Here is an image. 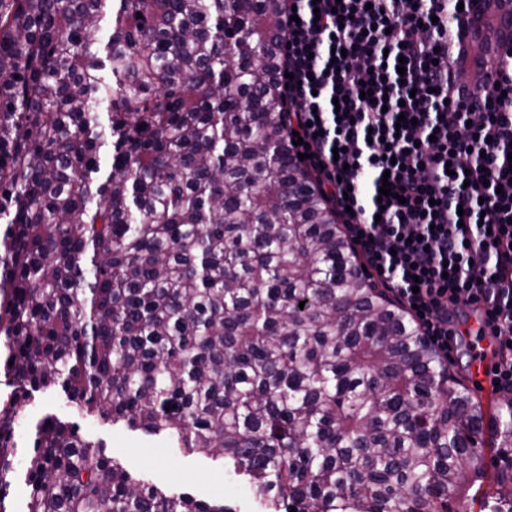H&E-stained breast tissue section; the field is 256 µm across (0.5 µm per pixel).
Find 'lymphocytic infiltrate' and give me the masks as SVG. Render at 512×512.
Wrapping results in <instances>:
<instances>
[{
	"instance_id": "1",
	"label": "lymphocytic infiltrate",
	"mask_w": 512,
	"mask_h": 512,
	"mask_svg": "<svg viewBox=\"0 0 512 512\" xmlns=\"http://www.w3.org/2000/svg\"><path fill=\"white\" fill-rule=\"evenodd\" d=\"M282 84L295 152L366 267L441 353L455 310L498 339L512 394V67L462 84L448 0H285ZM391 194L379 195L382 183Z\"/></svg>"
}]
</instances>
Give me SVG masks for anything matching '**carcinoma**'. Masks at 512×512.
Returning a JSON list of instances; mask_svg holds the SVG:
<instances>
[{
	"instance_id": "obj_1",
	"label": "carcinoma",
	"mask_w": 512,
	"mask_h": 512,
	"mask_svg": "<svg viewBox=\"0 0 512 512\" xmlns=\"http://www.w3.org/2000/svg\"><path fill=\"white\" fill-rule=\"evenodd\" d=\"M284 5L0 0V512H235L52 412L19 440L47 390L224 455L267 512H512V398L484 409L293 151Z\"/></svg>"
}]
</instances>
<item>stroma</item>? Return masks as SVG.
Masks as SVG:
<instances>
[{"instance_id": "obj_1", "label": "stroma", "mask_w": 512, "mask_h": 512, "mask_svg": "<svg viewBox=\"0 0 512 512\" xmlns=\"http://www.w3.org/2000/svg\"><path fill=\"white\" fill-rule=\"evenodd\" d=\"M46 411L76 422L85 439L103 443L107 454L140 482L173 493H188L201 501H221L235 512H265L246 476L235 473L223 457L188 454L165 435H151L94 415L77 414L53 392L33 393L25 409L26 419L17 429L18 438L27 439L31 419Z\"/></svg>"}]
</instances>
